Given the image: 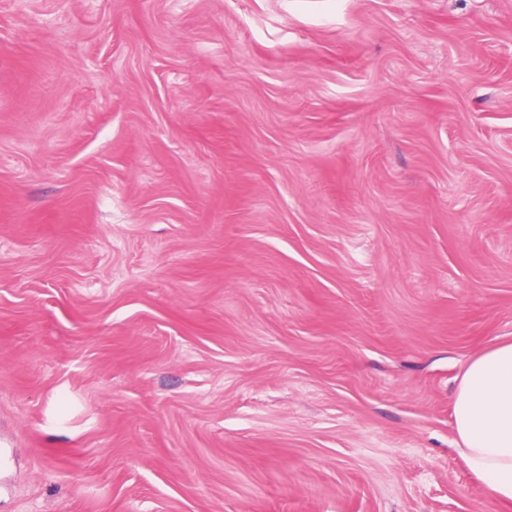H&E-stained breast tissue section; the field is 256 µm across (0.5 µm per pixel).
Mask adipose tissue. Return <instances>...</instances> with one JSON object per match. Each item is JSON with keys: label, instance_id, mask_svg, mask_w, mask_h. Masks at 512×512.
<instances>
[{"label": "adipose tissue", "instance_id": "ef3b65f1", "mask_svg": "<svg viewBox=\"0 0 512 512\" xmlns=\"http://www.w3.org/2000/svg\"><path fill=\"white\" fill-rule=\"evenodd\" d=\"M461 454L502 504H512V342L478 352L466 365L453 404Z\"/></svg>", "mask_w": 512, "mask_h": 512}]
</instances>
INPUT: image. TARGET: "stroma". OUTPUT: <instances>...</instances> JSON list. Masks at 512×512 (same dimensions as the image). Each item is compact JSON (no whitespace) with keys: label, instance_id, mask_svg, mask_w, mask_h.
Here are the masks:
<instances>
[{"label":"stroma","instance_id":"35a3bbf8","mask_svg":"<svg viewBox=\"0 0 512 512\" xmlns=\"http://www.w3.org/2000/svg\"><path fill=\"white\" fill-rule=\"evenodd\" d=\"M512 0H0V512H512ZM461 454L502 504H512V342L478 352L466 365L453 404Z\"/></svg>","mask_w":512,"mask_h":512}]
</instances>
